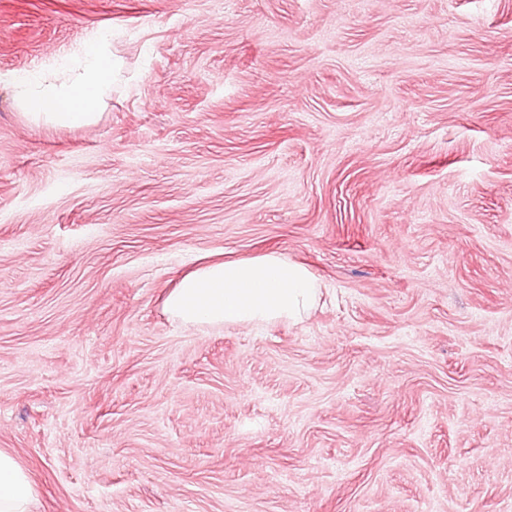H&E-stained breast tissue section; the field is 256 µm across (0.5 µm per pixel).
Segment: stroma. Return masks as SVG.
Here are the masks:
<instances>
[{
  "label": "stroma",
  "instance_id": "obj_1",
  "mask_svg": "<svg viewBox=\"0 0 512 512\" xmlns=\"http://www.w3.org/2000/svg\"><path fill=\"white\" fill-rule=\"evenodd\" d=\"M270 252L303 322L164 312ZM0 449L31 512H512V0H0ZM8 83L14 103L35 125L92 124L112 84V33L96 37L43 71L12 74Z\"/></svg>",
  "mask_w": 512,
  "mask_h": 512
}]
</instances>
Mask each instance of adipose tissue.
<instances>
[{"label":"adipose tissue","instance_id":"adipose-tissue-1","mask_svg":"<svg viewBox=\"0 0 512 512\" xmlns=\"http://www.w3.org/2000/svg\"><path fill=\"white\" fill-rule=\"evenodd\" d=\"M13 100L33 124H92L112 83V36L105 33L45 70L10 75ZM322 297L303 264L276 253L215 260L185 274L163 300L165 312L187 327L299 322ZM28 472L0 450V512H31Z\"/></svg>","mask_w":512,"mask_h":512}]
</instances>
